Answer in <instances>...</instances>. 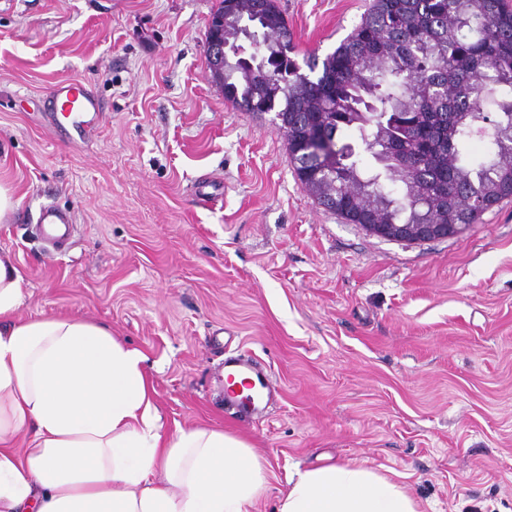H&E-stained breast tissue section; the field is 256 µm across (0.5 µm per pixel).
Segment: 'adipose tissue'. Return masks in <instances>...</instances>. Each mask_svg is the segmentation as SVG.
Masks as SVG:
<instances>
[{
  "label": "adipose tissue",
  "instance_id": "1",
  "mask_svg": "<svg viewBox=\"0 0 512 512\" xmlns=\"http://www.w3.org/2000/svg\"><path fill=\"white\" fill-rule=\"evenodd\" d=\"M24 285L0 253V512H247L266 486L250 445L166 432L145 355L92 321L16 319ZM277 512L417 509L404 485L340 463L289 476Z\"/></svg>",
  "mask_w": 512,
  "mask_h": 512
}]
</instances>
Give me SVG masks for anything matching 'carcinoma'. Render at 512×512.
<instances>
[{
  "label": "carcinoma",
  "instance_id": "cac0c4a2",
  "mask_svg": "<svg viewBox=\"0 0 512 512\" xmlns=\"http://www.w3.org/2000/svg\"><path fill=\"white\" fill-rule=\"evenodd\" d=\"M207 44L227 47L208 59L224 98L283 117L292 160L321 140L295 174L347 223L471 225L512 198V0H374L336 50L301 64L275 0H219Z\"/></svg>",
  "mask_w": 512,
  "mask_h": 512
}]
</instances>
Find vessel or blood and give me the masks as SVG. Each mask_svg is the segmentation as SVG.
<instances>
[{"label": "vessel or blood", "instance_id": "b4317fda", "mask_svg": "<svg viewBox=\"0 0 512 512\" xmlns=\"http://www.w3.org/2000/svg\"><path fill=\"white\" fill-rule=\"evenodd\" d=\"M48 102L50 121L64 136L72 130L78 136H85L91 122L104 111L99 95L86 82L76 78L56 83L49 93ZM39 222L44 236L59 243L66 239L72 218L66 212L48 208L42 211ZM224 368L227 372L225 403L236 405L245 413L263 411L267 401L273 397L267 373L245 358L227 361Z\"/></svg>", "mask_w": 512, "mask_h": 512}]
</instances>
